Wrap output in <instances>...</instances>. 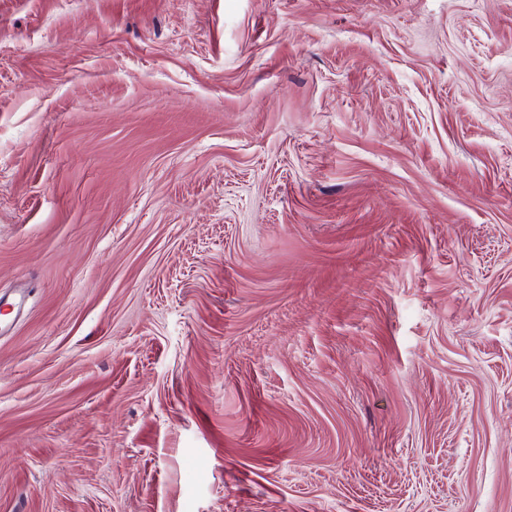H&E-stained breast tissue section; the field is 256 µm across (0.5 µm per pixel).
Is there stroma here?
I'll use <instances>...</instances> for the list:
<instances>
[{
	"label": "stroma",
	"mask_w": 512,
	"mask_h": 512,
	"mask_svg": "<svg viewBox=\"0 0 512 512\" xmlns=\"http://www.w3.org/2000/svg\"><path fill=\"white\" fill-rule=\"evenodd\" d=\"M0 512H512V0H0Z\"/></svg>",
	"instance_id": "obj_1"
}]
</instances>
